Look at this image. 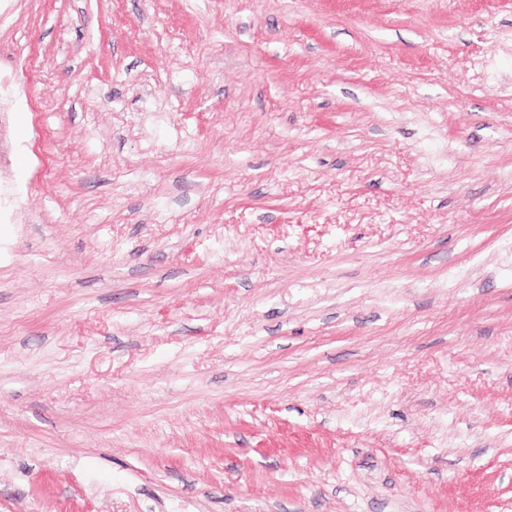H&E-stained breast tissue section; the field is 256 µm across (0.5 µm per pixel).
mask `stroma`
I'll return each instance as SVG.
<instances>
[{"label": "stroma", "mask_w": 512, "mask_h": 512, "mask_svg": "<svg viewBox=\"0 0 512 512\" xmlns=\"http://www.w3.org/2000/svg\"><path fill=\"white\" fill-rule=\"evenodd\" d=\"M0 512H512V0H0Z\"/></svg>", "instance_id": "obj_1"}]
</instances>
